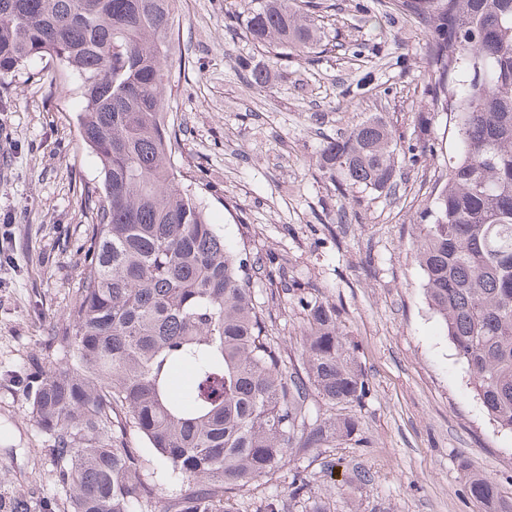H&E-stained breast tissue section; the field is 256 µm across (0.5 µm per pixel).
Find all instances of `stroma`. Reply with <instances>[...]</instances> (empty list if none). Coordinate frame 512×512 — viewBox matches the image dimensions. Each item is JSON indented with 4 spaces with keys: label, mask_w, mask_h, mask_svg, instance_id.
Masks as SVG:
<instances>
[{
    "label": "stroma",
    "mask_w": 512,
    "mask_h": 512,
    "mask_svg": "<svg viewBox=\"0 0 512 512\" xmlns=\"http://www.w3.org/2000/svg\"><path fill=\"white\" fill-rule=\"evenodd\" d=\"M385 2L322 0V39L341 47L311 58L252 41L243 21L253 0H175L165 110L178 166L208 188L211 223L264 267L254 297L287 364L301 363L303 307L316 299L338 309L367 376L361 404L312 401L315 417L357 422L352 439L301 460L312 494L331 512H487L469 478H487L512 504V434L472 389L414 258L415 226L456 139L448 113L430 104L424 34ZM246 60L276 73L273 88L245 82ZM34 69L60 67L33 59L0 91V503L22 495L38 508L64 502L68 489L26 396L36 371L59 364L55 336L92 222L81 191L100 174L79 135L73 83L34 81ZM375 114L421 158H399L391 192L339 196L314 160ZM358 467L371 485L348 486Z\"/></svg>",
    "instance_id": "35a3bbf8"
}]
</instances>
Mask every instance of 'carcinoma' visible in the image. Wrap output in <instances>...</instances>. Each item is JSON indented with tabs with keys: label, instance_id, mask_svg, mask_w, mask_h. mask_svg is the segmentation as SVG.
I'll return each mask as SVG.
<instances>
[{
	"label": "carcinoma",
	"instance_id": "obj_1",
	"mask_svg": "<svg viewBox=\"0 0 512 512\" xmlns=\"http://www.w3.org/2000/svg\"><path fill=\"white\" fill-rule=\"evenodd\" d=\"M174 0H0V86L47 56L80 87L77 124L102 186L84 199L95 218L61 365L28 393L54 440L67 512H135L156 497L154 459L181 481L165 512H238L236 496L286 463L357 430L345 415L314 419L312 396L359 404L368 383L325 301L304 308L302 366L288 367L256 307V268L227 247L203 197L182 184L166 120L165 62ZM317 0H259L251 38L286 55L320 44ZM427 38L437 109L459 149L417 225L414 256L428 304L498 427L512 433V0H392ZM256 88L265 66L241 63ZM395 134L380 116L327 142L315 165L344 196L396 183ZM189 372L183 392L173 374ZM135 433L144 447L133 448ZM488 512L493 484L469 480ZM307 475L289 497L306 500Z\"/></svg>",
	"mask_w": 512,
	"mask_h": 512
}]
</instances>
